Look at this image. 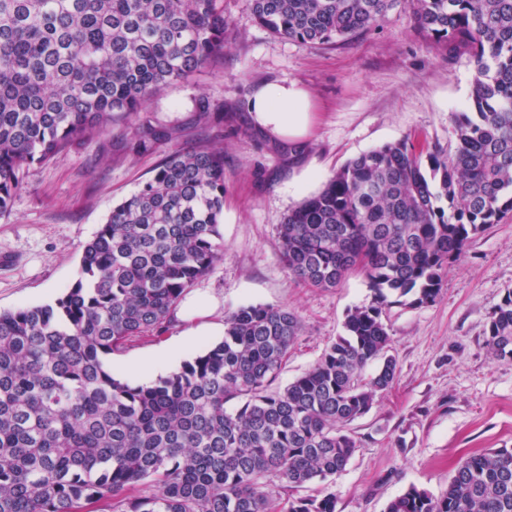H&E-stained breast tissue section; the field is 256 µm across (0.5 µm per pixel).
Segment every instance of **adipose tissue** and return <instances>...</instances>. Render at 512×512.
Returning <instances> with one entry per match:
<instances>
[{
  "label": "adipose tissue",
  "mask_w": 512,
  "mask_h": 512,
  "mask_svg": "<svg viewBox=\"0 0 512 512\" xmlns=\"http://www.w3.org/2000/svg\"><path fill=\"white\" fill-rule=\"evenodd\" d=\"M249 111L253 125L285 147L308 137L313 124V97L298 81L271 82L254 93Z\"/></svg>",
  "instance_id": "adipose-tissue-1"
}]
</instances>
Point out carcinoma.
<instances>
[{
  "mask_svg": "<svg viewBox=\"0 0 512 512\" xmlns=\"http://www.w3.org/2000/svg\"><path fill=\"white\" fill-rule=\"evenodd\" d=\"M274 37L347 41L404 8L448 61L468 56L457 147L427 161L407 140L347 162L278 228L298 280L335 288L355 271L372 292L303 375L276 388L301 330L290 310L243 305L224 338L149 384L107 359L169 323L185 291L224 258V150L179 146L175 125L138 126L132 152L167 148L112 207L77 279L51 304L0 312V512H335L336 497L279 490L345 470V428L393 383L383 314L435 302L469 239L512 211V0H246ZM224 57V0H0V215L23 169L133 124L161 91ZM197 124L224 117L195 100ZM512 358V294L485 330ZM379 362L375 375L365 366ZM237 400L241 406L229 410ZM149 480V494H131ZM385 512H512V448L463 460L436 497L409 488Z\"/></svg>",
  "mask_w": 512,
  "mask_h": 512,
  "instance_id": "carcinoma-1",
  "label": "carcinoma"
}]
</instances>
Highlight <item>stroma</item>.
<instances>
[{"label":"stroma","instance_id":"1","mask_svg":"<svg viewBox=\"0 0 512 512\" xmlns=\"http://www.w3.org/2000/svg\"><path fill=\"white\" fill-rule=\"evenodd\" d=\"M472 74L468 57L448 61L400 9L382 28L309 46L272 36L245 0H224L223 60L169 86L140 112L141 125H179L187 143L204 138L223 148L224 258L191 291L212 295L219 319L247 304L297 313L301 331L278 386L311 368L343 334L348 310L372 298L359 275L330 289L295 279L280 258L279 224L363 152L408 137L453 153L451 115L467 104ZM281 80L301 82L316 106L307 150L292 164L250 125L253 93ZM200 95L223 112V123L196 125ZM132 136L116 122L108 146L86 143L24 173L10 213L0 216V311L51 303L73 282L84 244L164 156H123ZM511 292L512 212L472 237L434 303L387 308L397 373L348 427L356 451L327 484L336 512H385L412 486L441 495L471 453L512 448V359H492L484 346L491 312ZM182 330L174 320L114 352V375L126 378V365Z\"/></svg>","mask_w":512,"mask_h":512}]
</instances>
